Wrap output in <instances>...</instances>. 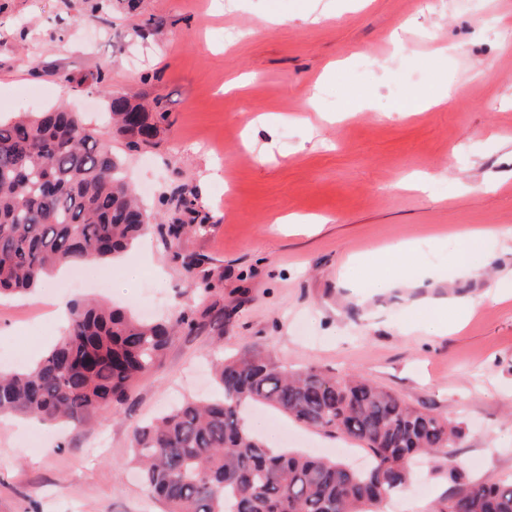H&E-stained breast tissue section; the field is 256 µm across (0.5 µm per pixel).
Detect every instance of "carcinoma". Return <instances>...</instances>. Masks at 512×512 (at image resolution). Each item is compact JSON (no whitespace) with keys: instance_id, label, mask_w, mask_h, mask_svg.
Instances as JSON below:
<instances>
[{"instance_id":"cac0c4a2","label":"carcinoma","mask_w":512,"mask_h":512,"mask_svg":"<svg viewBox=\"0 0 512 512\" xmlns=\"http://www.w3.org/2000/svg\"><path fill=\"white\" fill-rule=\"evenodd\" d=\"M95 83L111 98L113 136L137 152L153 145L167 112H148L115 94L105 71ZM122 162L80 113L60 107L0 121V297L26 294L56 266L101 263L145 231L149 217L121 175ZM154 220L172 244L205 228L190 189L159 199ZM191 287L220 286L205 258L177 254ZM196 326L194 312L145 322L101 303L73 300L61 340L36 363L0 374V415L81 422L123 401L130 383L162 356L172 335ZM222 397L185 401L134 431V456L166 512H376L408 487V462L438 456L464 437L459 424L408 403L356 374L289 372L260 354L220 359ZM281 415L357 444L373 467L269 448L245 425L248 408ZM450 484L432 512H512V479L474 483L452 456L432 470Z\"/></svg>"}]
</instances>
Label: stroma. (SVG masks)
Wrapping results in <instances>:
<instances>
[{"label": "stroma", "mask_w": 512, "mask_h": 512, "mask_svg": "<svg viewBox=\"0 0 512 512\" xmlns=\"http://www.w3.org/2000/svg\"><path fill=\"white\" fill-rule=\"evenodd\" d=\"M148 17L162 27L139 35ZM101 70L114 91L161 98L169 122L146 152L113 137ZM62 102L124 157L148 214L187 187L207 228L172 247L149 230L109 263L107 289L1 299L0 341L36 360L65 333L55 302L85 297L138 313L155 296V317L191 306L199 327L84 423L1 417L0 512H161L135 427L216 394L212 364L244 348L430 407L461 422L453 454L473 480L512 477V301L450 335L414 328L427 299L485 294L512 269V242L496 243L491 270L450 276L446 244L463 224L512 227V0H0V116ZM289 214L329 222L308 232ZM396 241L416 243L408 272L426 282L406 296L367 264ZM176 251L203 255L221 293L199 297ZM271 417L254 415L274 446L349 452Z\"/></svg>", "instance_id": "1"}]
</instances>
